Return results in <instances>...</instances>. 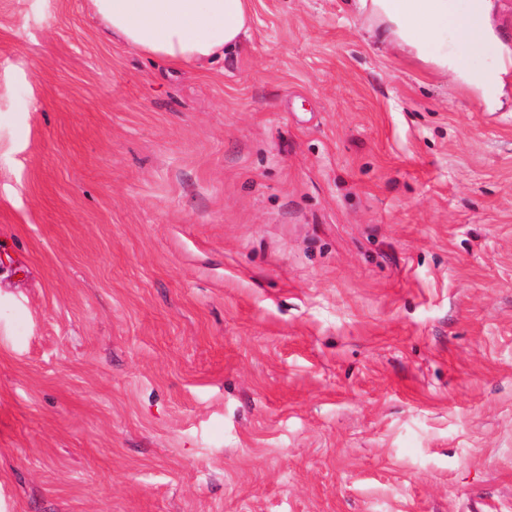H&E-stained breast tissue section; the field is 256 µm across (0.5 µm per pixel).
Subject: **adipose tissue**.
I'll list each match as a JSON object with an SVG mask.
<instances>
[{"mask_svg":"<svg viewBox=\"0 0 512 512\" xmlns=\"http://www.w3.org/2000/svg\"><path fill=\"white\" fill-rule=\"evenodd\" d=\"M104 35L173 66L210 69L241 48L252 22V0H88ZM389 39L424 64L475 91L488 111L502 106L498 70H475L456 43L480 52L493 40L490 0H354Z\"/></svg>","mask_w":512,"mask_h":512,"instance_id":"ef3b65f1","label":"adipose tissue"}]
</instances>
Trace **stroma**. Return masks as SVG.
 Wrapping results in <instances>:
<instances>
[{"instance_id": "35a3bbf8", "label": "stroma", "mask_w": 512, "mask_h": 512, "mask_svg": "<svg viewBox=\"0 0 512 512\" xmlns=\"http://www.w3.org/2000/svg\"><path fill=\"white\" fill-rule=\"evenodd\" d=\"M253 7L200 72L0 0V512H512V110Z\"/></svg>"}]
</instances>
